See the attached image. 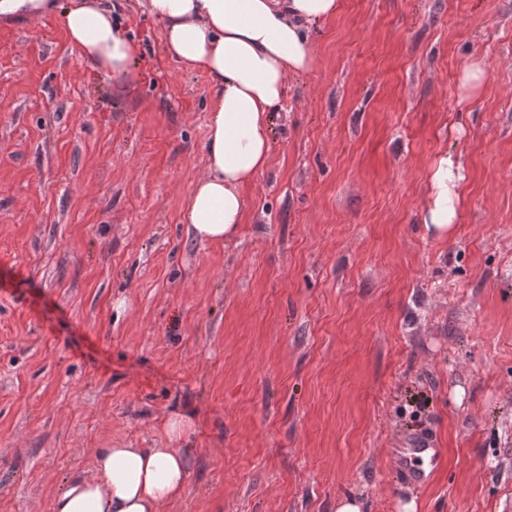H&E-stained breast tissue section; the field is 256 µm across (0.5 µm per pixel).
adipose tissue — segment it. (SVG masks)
<instances>
[{
  "label": "adipose tissue",
  "instance_id": "adipose-tissue-1",
  "mask_svg": "<svg viewBox=\"0 0 512 512\" xmlns=\"http://www.w3.org/2000/svg\"><path fill=\"white\" fill-rule=\"evenodd\" d=\"M338 9L339 0H148L150 14L163 24L165 52L206 73L214 86L208 173L196 182L186 215L194 238L237 239L246 209L242 189L268 164L272 114L287 80L315 63L306 29ZM63 25L82 59L110 75L129 74L137 48L100 0H73ZM460 170L450 155L432 164L423 215L429 235L446 237L458 220ZM188 476L186 457L176 448H99L93 473L67 480L52 512H160L182 496Z\"/></svg>",
  "mask_w": 512,
  "mask_h": 512
}]
</instances>
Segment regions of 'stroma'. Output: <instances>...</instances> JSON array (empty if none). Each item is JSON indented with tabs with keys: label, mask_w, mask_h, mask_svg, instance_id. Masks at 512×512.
<instances>
[{
	"label": "stroma",
	"mask_w": 512,
	"mask_h": 512,
	"mask_svg": "<svg viewBox=\"0 0 512 512\" xmlns=\"http://www.w3.org/2000/svg\"><path fill=\"white\" fill-rule=\"evenodd\" d=\"M56 2L0 14V512H52L175 415L161 512H512V0H340L229 244L186 230L210 77L147 0H111L140 54L106 76ZM445 153L463 206L433 238ZM416 431L443 450L419 487L390 459ZM486 79V70L481 61H472L462 70L460 90L466 96L478 93ZM461 161L451 155L440 156L430 171V200L423 215L426 233L434 237H447L448 230L457 223L461 198Z\"/></svg>",
	"instance_id": "obj_1"
}]
</instances>
